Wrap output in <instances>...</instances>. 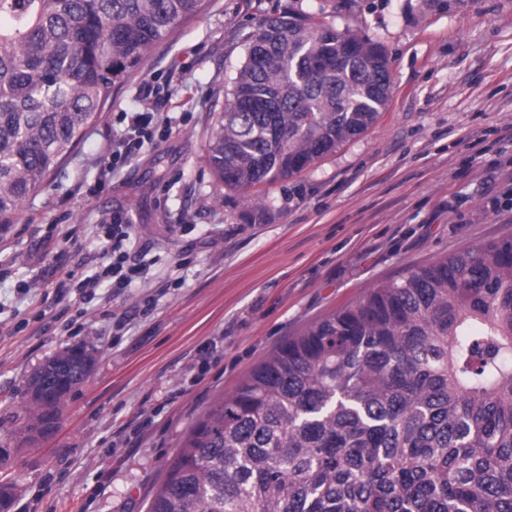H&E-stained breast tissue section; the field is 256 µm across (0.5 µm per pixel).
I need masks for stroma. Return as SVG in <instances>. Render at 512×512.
Here are the masks:
<instances>
[{
	"mask_svg": "<svg viewBox=\"0 0 512 512\" xmlns=\"http://www.w3.org/2000/svg\"><path fill=\"white\" fill-rule=\"evenodd\" d=\"M335 0H207L114 90L45 189L0 231V480L11 512H146L191 424L284 337L407 267L512 231V0H348L337 28L385 45L388 105L313 168L258 188L263 208L205 162L209 112L226 100L258 22ZM166 98L153 145L95 186L105 144ZM121 211L156 255L140 280L99 289L73 333L52 271L76 277L102 218ZM181 279V287L170 282ZM31 284V293L21 291ZM95 356L55 436L15 435L30 375L64 348ZM215 356H206L209 348Z\"/></svg>",
	"mask_w": 512,
	"mask_h": 512,
	"instance_id": "stroma-1",
	"label": "stroma"
}]
</instances>
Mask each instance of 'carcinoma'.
<instances>
[{"label": "carcinoma", "mask_w": 512, "mask_h": 512, "mask_svg": "<svg viewBox=\"0 0 512 512\" xmlns=\"http://www.w3.org/2000/svg\"><path fill=\"white\" fill-rule=\"evenodd\" d=\"M204 0H0V229ZM294 10L247 37L206 162L253 188L370 129L384 45ZM94 355L35 370L17 433H53ZM148 512H512V232L414 264L277 345L189 428Z\"/></svg>", "instance_id": "carcinoma-1"}]
</instances>
